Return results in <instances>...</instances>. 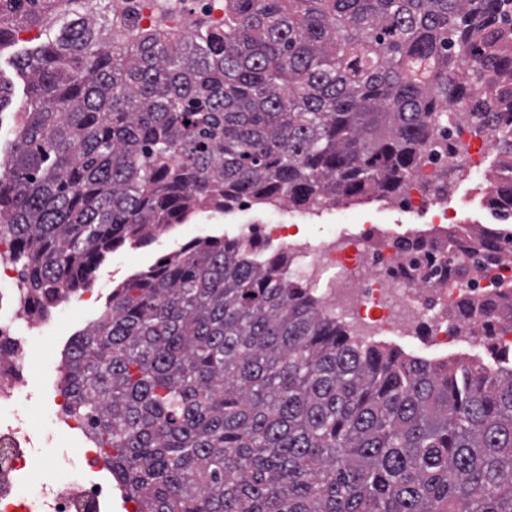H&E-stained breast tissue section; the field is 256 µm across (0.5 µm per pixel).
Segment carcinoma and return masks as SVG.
Masks as SVG:
<instances>
[{
  "label": "carcinoma",
  "instance_id": "obj_1",
  "mask_svg": "<svg viewBox=\"0 0 512 512\" xmlns=\"http://www.w3.org/2000/svg\"><path fill=\"white\" fill-rule=\"evenodd\" d=\"M223 2L185 36L166 2L140 27L107 0H0V48L42 34L0 173L20 304L203 208L399 196L454 119L512 168V0ZM479 235L448 228V251ZM456 316L494 336L512 283ZM64 379L135 512H512V360L359 341L259 241L206 236L129 276Z\"/></svg>",
  "mask_w": 512,
  "mask_h": 512
}]
</instances>
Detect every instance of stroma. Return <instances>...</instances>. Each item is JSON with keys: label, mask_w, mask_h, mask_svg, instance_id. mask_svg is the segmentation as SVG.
I'll list each match as a JSON object with an SVG mask.
<instances>
[{"label": "stroma", "mask_w": 512, "mask_h": 512, "mask_svg": "<svg viewBox=\"0 0 512 512\" xmlns=\"http://www.w3.org/2000/svg\"><path fill=\"white\" fill-rule=\"evenodd\" d=\"M498 158V153H491L483 164L481 176L466 173L454 182L446 202L449 209L456 211L458 224L476 230L490 228L492 218L486 188L492 180ZM293 215L301 224L302 236L311 242L352 234L365 225L399 232L409 226L425 229L430 223L428 217L420 214L392 209L387 198L379 195L357 205L297 209ZM274 221L271 209L263 205L236 208L227 213L214 208L197 211L186 223L176 225L149 245L136 247L128 244L114 252L92 275L95 299L87 301L82 294H74L70 298L69 312L58 323L32 329L21 327L20 333L26 338L30 362L35 369L34 378L27 388L28 397L21 406V419L26 430L39 437L51 424V399L58 391L62 374L59 353L68 342L63 335L64 329L76 332L94 321L100 314L104 298L111 294L116 285L194 238L222 234L234 237L240 234L244 225L271 224Z\"/></svg>", "instance_id": "stroma-1"}]
</instances>
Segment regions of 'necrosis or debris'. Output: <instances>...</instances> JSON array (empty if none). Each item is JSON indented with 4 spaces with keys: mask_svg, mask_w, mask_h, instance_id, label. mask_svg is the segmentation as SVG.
Instances as JSON below:
<instances>
[{
    "mask_svg": "<svg viewBox=\"0 0 512 512\" xmlns=\"http://www.w3.org/2000/svg\"><path fill=\"white\" fill-rule=\"evenodd\" d=\"M462 142L460 156L443 154L424 164L410 179L404 198L394 208L430 215L435 231L454 223V214L440 204L435 192V174L444 166L460 162L480 172L494 141L471 132L467 126L453 131ZM243 240L259 239L291 253L288 276L314 288L325 311L337 314L363 336H389L400 341L425 326L431 345L445 348L473 339V326L462 319H449L448 311L467 291L464 282H449L436 289L422 270L437 257L434 245L422 244L420 233H380L370 228L332 241L295 247L296 236L287 224L245 225ZM15 269L0 267V512H103L112 500L111 482L99 477L94 448H84L75 463L76 481L32 486L30 474L35 455L58 461V454L45 448L35 451L34 437L23 430L17 410L25 398L23 370L27 355L15 337L16 312L8 284Z\"/></svg>",
    "mask_w": 512,
    "mask_h": 512,
    "instance_id": "4bbe7bcc",
    "label": "necrosis or debris"
}]
</instances>
